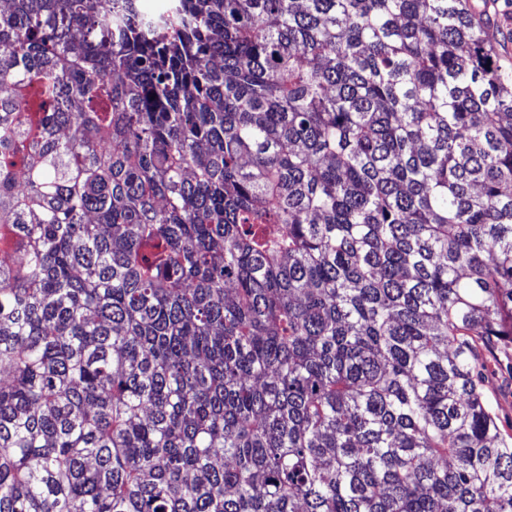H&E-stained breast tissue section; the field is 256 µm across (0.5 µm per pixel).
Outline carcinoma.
<instances>
[{"label":"carcinoma","mask_w":512,"mask_h":512,"mask_svg":"<svg viewBox=\"0 0 512 512\" xmlns=\"http://www.w3.org/2000/svg\"><path fill=\"white\" fill-rule=\"evenodd\" d=\"M8 0L0 512H512L489 0ZM484 357L486 397L498 414L502 434L512 435V344L490 342Z\"/></svg>","instance_id":"cac0c4a2"}]
</instances>
